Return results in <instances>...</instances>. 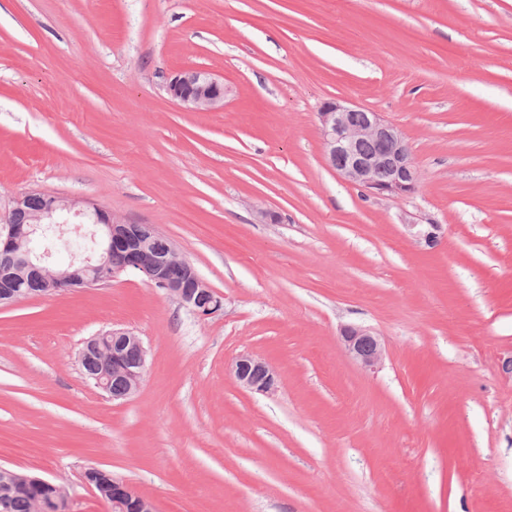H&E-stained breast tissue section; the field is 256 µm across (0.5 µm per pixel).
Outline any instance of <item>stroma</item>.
Returning a JSON list of instances; mask_svg holds the SVG:
<instances>
[{
  "instance_id": "obj_1",
  "label": "stroma",
  "mask_w": 512,
  "mask_h": 512,
  "mask_svg": "<svg viewBox=\"0 0 512 512\" xmlns=\"http://www.w3.org/2000/svg\"><path fill=\"white\" fill-rule=\"evenodd\" d=\"M187 70L223 109L172 101ZM333 99L404 133L412 196L328 167ZM31 191L154 225L223 298L202 320L132 272L0 307V465L69 512H111L90 467L158 512H512V0H0V215ZM119 328L148 350L126 399L77 362ZM167 91L178 106L190 112L224 107V83L205 71L178 73L168 83ZM347 353L363 368L374 370L383 358V347L376 334L371 330L347 326L341 331ZM231 372L242 387L254 392L268 393L277 385L273 369L252 354H240L233 362Z\"/></svg>"
}]
</instances>
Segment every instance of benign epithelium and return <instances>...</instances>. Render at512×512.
Wrapping results in <instances>:
<instances>
[{
    "label": "benign epithelium",
    "instance_id": "1",
    "mask_svg": "<svg viewBox=\"0 0 512 512\" xmlns=\"http://www.w3.org/2000/svg\"><path fill=\"white\" fill-rule=\"evenodd\" d=\"M168 94L181 108L207 112L224 106V83L200 70L181 72L167 85ZM324 154L328 165L350 183L379 197L413 193L419 171L402 131L382 116L357 105L327 102L319 112ZM28 195L14 199L0 223V306L19 299L22 284L38 286L36 294L92 288L122 272L135 271L148 280L164 284L168 292L199 318L209 317L223 307L222 298L200 276L196 268L179 256L173 243L166 251L153 246L156 230L150 224H129L105 208L78 198L50 196L40 212L21 217ZM91 223L89 237L100 242L82 257V264L67 267L51 262L45 252L30 258L29 244L50 227L62 240L72 231ZM414 237L428 246L439 241L440 225L410 224ZM347 353L363 368L374 370L383 358V347L371 330L347 326L341 331ZM147 350L142 339L126 329H112L90 337L78 353L80 370L97 388L112 394L111 385H122L120 398H129L140 388ZM231 372L238 383L251 391L268 393L277 385L276 374L262 359L239 355ZM0 496L3 487L18 485L32 496L37 512H66L64 488L38 476H19L0 466ZM112 512H156L153 501L141 495L122 478L112 479Z\"/></svg>",
    "mask_w": 512,
    "mask_h": 512
}]
</instances>
